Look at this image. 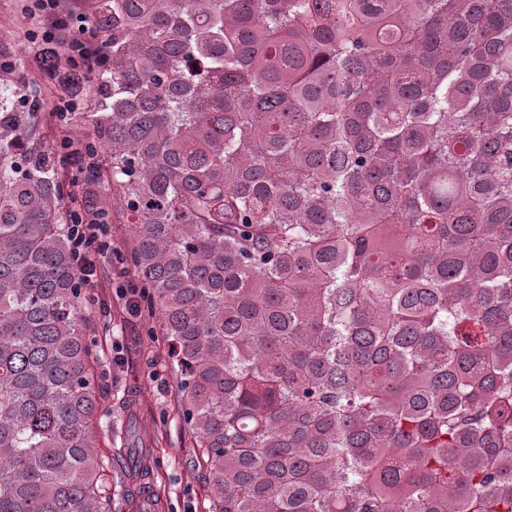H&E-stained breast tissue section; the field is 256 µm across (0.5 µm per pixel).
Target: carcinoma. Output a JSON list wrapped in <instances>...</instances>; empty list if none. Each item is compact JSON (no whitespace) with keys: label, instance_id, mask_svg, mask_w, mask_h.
I'll return each instance as SVG.
<instances>
[{"label":"carcinoma","instance_id":"carcinoma-1","mask_svg":"<svg viewBox=\"0 0 512 512\" xmlns=\"http://www.w3.org/2000/svg\"><path fill=\"white\" fill-rule=\"evenodd\" d=\"M93 2L84 195L129 226L205 512H512V0ZM31 138L0 97V512H112Z\"/></svg>","mask_w":512,"mask_h":512}]
</instances>
